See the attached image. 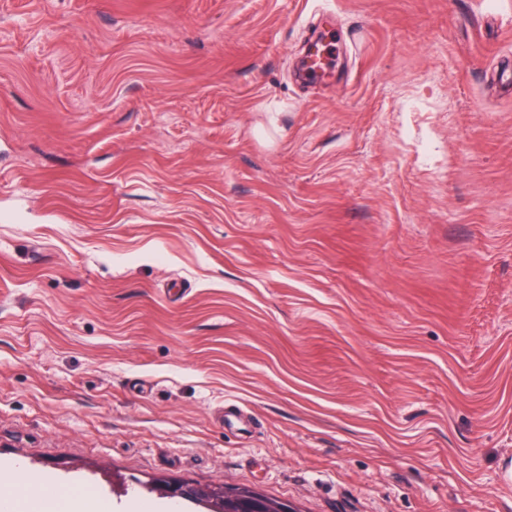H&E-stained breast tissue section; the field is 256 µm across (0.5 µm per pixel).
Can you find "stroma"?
I'll use <instances>...</instances> for the list:
<instances>
[{"mask_svg": "<svg viewBox=\"0 0 512 512\" xmlns=\"http://www.w3.org/2000/svg\"><path fill=\"white\" fill-rule=\"evenodd\" d=\"M509 67L512 0H0L22 512H512ZM212 489L215 492H221L224 490V493L221 497L215 498L211 496L206 489L197 488L188 484H173L166 487L165 495L171 499H182L186 501L197 500L202 503H204V501H208L211 505L209 510L210 512H242L241 509L236 508L234 505L224 502V496H234L236 498L247 500H254L257 498L264 500L267 503L268 508L272 510L270 512H277L275 509L278 507L279 501L265 497L249 489H230L222 486L214 487Z\"/></svg>", "mask_w": 512, "mask_h": 512, "instance_id": "obj_1", "label": "stroma"}]
</instances>
